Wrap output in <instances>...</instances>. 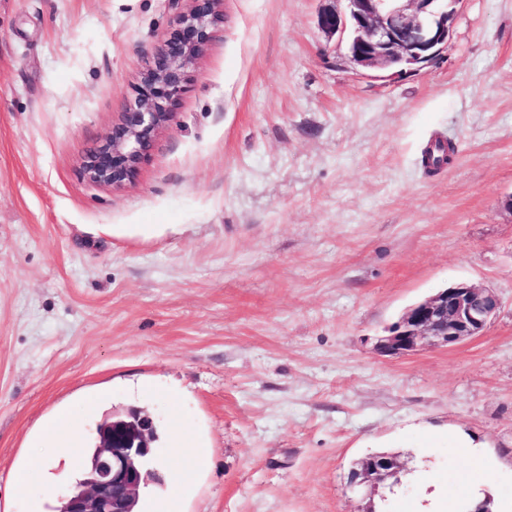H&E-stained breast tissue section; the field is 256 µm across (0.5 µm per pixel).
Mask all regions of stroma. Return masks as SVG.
Here are the masks:
<instances>
[{
  "mask_svg": "<svg viewBox=\"0 0 512 512\" xmlns=\"http://www.w3.org/2000/svg\"><path fill=\"white\" fill-rule=\"evenodd\" d=\"M320 6L223 0L169 128L113 190L81 159L187 0H0V512L67 492L38 463L61 408L86 442L147 411L164 477L172 431L199 436L177 512H365L350 471L381 451L404 483L389 512L428 491L447 512L469 480L512 506V0H459L440 57L391 80L353 69ZM436 137L458 155L429 177ZM458 283L500 300L481 335L377 351Z\"/></svg>",
  "mask_w": 512,
  "mask_h": 512,
  "instance_id": "stroma-1",
  "label": "stroma"
}]
</instances>
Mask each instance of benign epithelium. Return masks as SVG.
<instances>
[{
    "instance_id": "7a95c632",
    "label": "benign epithelium",
    "mask_w": 512,
    "mask_h": 512,
    "mask_svg": "<svg viewBox=\"0 0 512 512\" xmlns=\"http://www.w3.org/2000/svg\"><path fill=\"white\" fill-rule=\"evenodd\" d=\"M344 2V7L337 6ZM164 38L152 65L141 73L134 103L105 138L83 157V176L92 184L121 189L133 182L155 139L173 120L179 96L220 18L221 0H190ZM318 29L346 42L348 58L361 74L385 79L435 61L448 45L460 0H323ZM499 309L497 296L480 285L459 283L405 310L382 353L405 354L451 346L480 335ZM154 422L132 412L102 424L85 478L61 498L62 512H137L143 486L161 481L154 468ZM363 463L351 480L372 490L397 473Z\"/></svg>"
}]
</instances>
